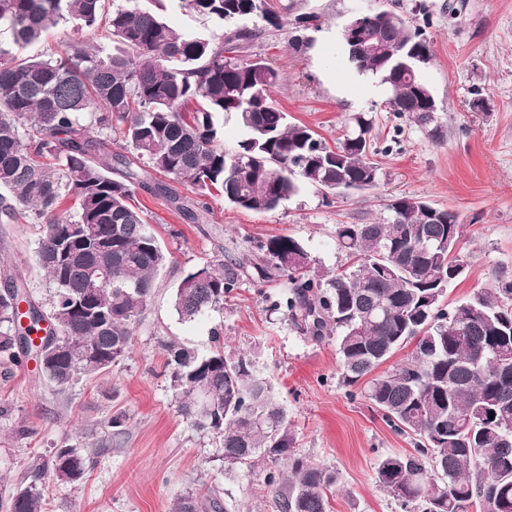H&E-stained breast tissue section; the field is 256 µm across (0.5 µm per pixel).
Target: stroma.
Returning <instances> with one entry per match:
<instances>
[{
	"label": "stroma",
	"instance_id": "1",
	"mask_svg": "<svg viewBox=\"0 0 512 512\" xmlns=\"http://www.w3.org/2000/svg\"><path fill=\"white\" fill-rule=\"evenodd\" d=\"M287 24L266 27L251 56L278 72L272 96L294 121L327 142L340 137L349 114L372 116V156L378 182L368 190L324 197L302 189L277 209L252 213L220 195L208 197L210 221L194 224L146 190L137 199L173 262L134 329L131 351L112 368L80 377L58 390L38 371L34 355L12 364L0 358V496L17 489L55 448L70 443L90 456L82 481L45 476L46 512H170L174 502L214 488L236 512H276L259 476L226 471L220 445L182 419L170 389L163 346L176 342L198 352L221 329L226 356L252 359L288 415L297 451L336 472L334 512H401L379 486L375 467L384 455L411 451L371 408L359 387L340 377L335 341L301 336L276 305L284 282L246 280L224 301L223 312L192 322L178 319L171 293L183 275L212 260L240 257L239 245L290 235L304 244L312 269L333 274L349 264L336 247L340 224H379L390 199L418 197L457 210L465 224L467 275L449 287L448 302L490 287L495 270L512 274V0H269ZM386 6L412 23H426L434 58L424 77L439 106L438 137L397 118L378 78L351 70L344 50L330 51L353 13ZM312 13L311 45L288 46L290 19ZM485 98L489 109L473 110ZM37 224H0V271L21 277L41 308L51 292L34 260ZM124 434L113 436L112 416Z\"/></svg>",
	"mask_w": 512,
	"mask_h": 512
}]
</instances>
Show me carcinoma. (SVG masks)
I'll list each match as a JSON object with an SVG mask.
<instances>
[{
    "label": "carcinoma",
    "mask_w": 512,
    "mask_h": 512,
    "mask_svg": "<svg viewBox=\"0 0 512 512\" xmlns=\"http://www.w3.org/2000/svg\"><path fill=\"white\" fill-rule=\"evenodd\" d=\"M109 11L106 0H0V224L43 225L35 261L52 290L50 314L29 304L31 324L17 326L16 300L24 283L5 276L0 292V352L12 362L19 334L52 322L55 347L40 365L61 390L78 375L94 376L130 352L136 324L147 308L158 272L171 254L136 204L141 171L162 175L150 191L194 224H207L212 192L236 208L263 213L311 186L340 195L349 185H376L371 160L373 121L355 112L328 145L310 126L290 120L270 94L276 70L247 54L263 32L231 27L239 19L294 26L290 46L310 39L301 17L283 22L266 0H182L221 33L178 31L163 17L166 0H128ZM70 26L61 53L23 55L59 24ZM112 39L108 48L96 32ZM358 42L378 41L395 56L358 53L341 36L350 66L379 79L390 109L429 132L438 106L423 78L433 59L422 27L401 15L373 11L357 29ZM243 131L237 148L224 149V114ZM73 202L70 219L58 212ZM386 206L384 224H338L336 245L350 266L326 279L309 263L304 245L279 235L243 246L246 259L212 261L188 272L171 306L193 321L224 307L240 279L286 280L279 302L292 326L319 342L336 340L341 378L413 452L387 455L376 466L379 485L402 512H512V276L455 304L448 287L466 265L464 224L456 211L429 217L424 201ZM396 367L369 374L408 344ZM178 411L211 434L224 466L259 472L275 495L277 512H332L336 472L297 453L284 407L259 378L252 360L224 357L223 347L199 354L181 344L164 347ZM207 387L201 401L195 383ZM87 458L72 445L55 449L50 471L75 484ZM34 468L0 506L5 512H45Z\"/></svg>",
    "instance_id": "carcinoma-1"
}]
</instances>
